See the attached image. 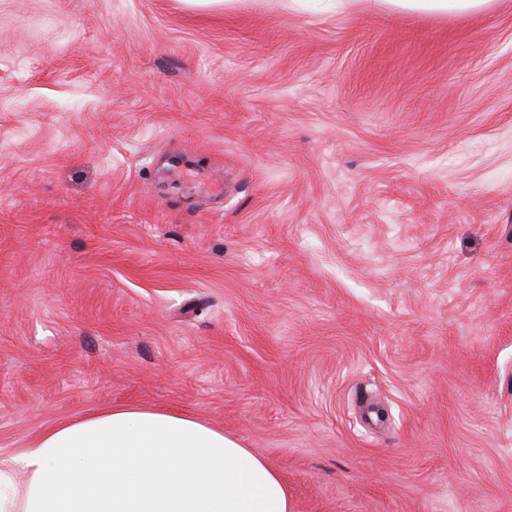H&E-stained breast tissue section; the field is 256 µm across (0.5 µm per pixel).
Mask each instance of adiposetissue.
I'll return each mask as SVG.
<instances>
[{
	"instance_id": "obj_1",
	"label": "adipose tissue",
	"mask_w": 512,
	"mask_h": 512,
	"mask_svg": "<svg viewBox=\"0 0 512 512\" xmlns=\"http://www.w3.org/2000/svg\"><path fill=\"white\" fill-rule=\"evenodd\" d=\"M0 512L293 509L279 472L223 430L189 413L118 405L0 456Z\"/></svg>"
}]
</instances>
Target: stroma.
Masks as SVG:
<instances>
[{
    "mask_svg": "<svg viewBox=\"0 0 512 512\" xmlns=\"http://www.w3.org/2000/svg\"><path fill=\"white\" fill-rule=\"evenodd\" d=\"M120 404L512 512V0H0V454ZM406 10L425 13H471L489 5L491 0H390Z\"/></svg>",
    "mask_w": 512,
    "mask_h": 512,
    "instance_id": "35a3bbf8",
    "label": "stroma"
}]
</instances>
